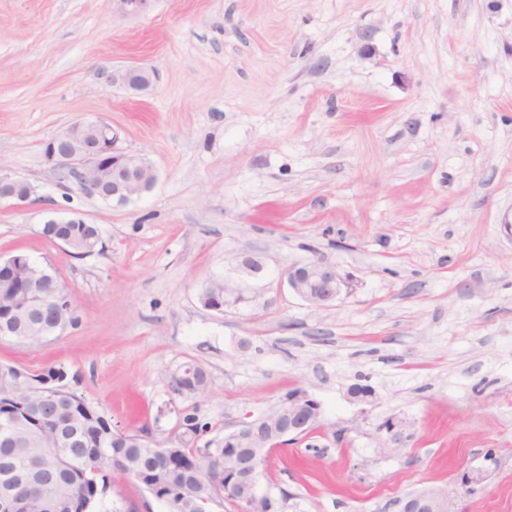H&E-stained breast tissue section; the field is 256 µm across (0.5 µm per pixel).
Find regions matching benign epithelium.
Wrapping results in <instances>:
<instances>
[{"mask_svg":"<svg viewBox=\"0 0 512 512\" xmlns=\"http://www.w3.org/2000/svg\"><path fill=\"white\" fill-rule=\"evenodd\" d=\"M149 0H113V8L126 16L146 11ZM103 83L131 92L149 89L158 78L157 71L141 66L100 72ZM117 135L112 125L102 119L76 122L46 142L45 157L61 170L77 191L96 190L91 199L123 206L149 190L154 181L153 168L140 157H132L116 148ZM38 191L33 183L0 173V201H21ZM350 279L336 265L323 258L288 266V287L312 305L326 306L341 298ZM32 288H52L56 295L72 299L63 284L48 267H35ZM320 405H308V398L296 397L288 402V414L272 429L253 420L237 425L224 438L237 444L235 465L224 471L228 475L226 490L250 512L261 500L258 494L259 462L267 443L274 436L302 434L320 420ZM412 436L407 423L394 421L382 429L379 448L396 454ZM454 489H429L408 495L398 502L400 512H457Z\"/></svg>","mask_w":512,"mask_h":512,"instance_id":"benign-epithelium-1","label":"benign epithelium"}]
</instances>
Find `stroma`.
Here are the masks:
<instances>
[{
  "label": "stroma",
  "mask_w": 512,
  "mask_h": 512,
  "mask_svg": "<svg viewBox=\"0 0 512 512\" xmlns=\"http://www.w3.org/2000/svg\"><path fill=\"white\" fill-rule=\"evenodd\" d=\"M133 64L158 71L148 91L101 84ZM95 118L156 171L120 207L44 156ZM0 172L40 195L0 202V255L50 264L79 316L35 349L0 341V362L65 364L113 425L167 435L193 407L219 439L308 392L322 432L274 449L259 483L280 512H398L474 467L457 512H512V0H151L135 18L0 0ZM74 211L102 251L41 236ZM317 257L351 278L322 307L284 278ZM227 276L243 302L203 308ZM187 362L206 393L172 391ZM389 419L412 426L395 455ZM116 507L167 512L131 481L99 510Z\"/></svg>",
  "instance_id": "obj_1"
}]
</instances>
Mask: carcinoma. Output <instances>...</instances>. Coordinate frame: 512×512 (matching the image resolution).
Here are the masks:
<instances>
[{"label": "carcinoma", "mask_w": 512, "mask_h": 512, "mask_svg": "<svg viewBox=\"0 0 512 512\" xmlns=\"http://www.w3.org/2000/svg\"><path fill=\"white\" fill-rule=\"evenodd\" d=\"M95 224H44L41 235L52 243L68 241L70 254L88 255L97 239ZM29 266L0 269V324L10 323L14 339L37 346L55 334V326L77 324L76 308L46 290L28 287ZM202 306L224 312L230 301L224 289H201ZM179 395H194L209 384L206 370L187 363L170 375ZM74 377L62 364L33 371L0 362V426L33 407L58 403L61 418L39 414L17 428L10 446L0 447V488L17 476L28 479L16 484L15 492L25 502L24 512H47L46 504L59 500L60 512H95L110 487L111 477H135L152 497L164 502L168 512H198L203 498L224 500V440L202 441L211 429L196 408L182 413L171 436L154 434L145 427L128 432L112 427L111 420L92 409L72 388ZM48 462L55 476L46 478L36 467Z\"/></svg>", "instance_id": "cac0c4a2"}]
</instances>
